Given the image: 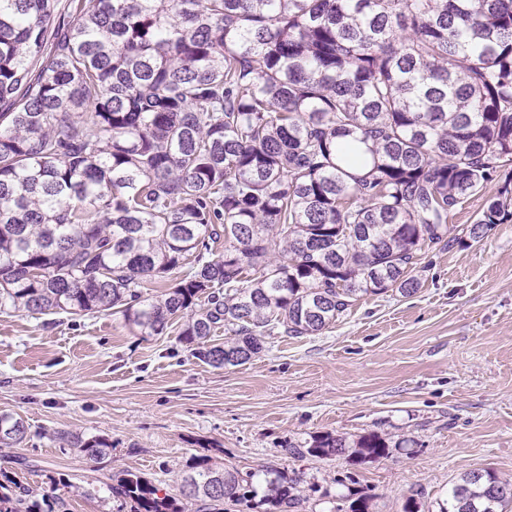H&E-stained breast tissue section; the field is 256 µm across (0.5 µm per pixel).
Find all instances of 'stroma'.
I'll return each instance as SVG.
<instances>
[{
  "label": "stroma",
  "instance_id": "1",
  "mask_svg": "<svg viewBox=\"0 0 512 512\" xmlns=\"http://www.w3.org/2000/svg\"><path fill=\"white\" fill-rule=\"evenodd\" d=\"M418 292L363 297L315 336L274 332L250 362L215 368L179 342L126 326L118 312L33 317L0 312V412L30 439L0 448V470L37 489L83 487L71 512H122L111 474L143 473L171 493L191 455L209 448L240 472H296L327 489L301 512H332L347 495L345 460L289 454L327 432H375L392 451L355 470L371 512H402L417 495L439 512L465 471L512 479V223L478 241L421 255ZM100 436L106 468L61 442Z\"/></svg>",
  "mask_w": 512,
  "mask_h": 512
}]
</instances>
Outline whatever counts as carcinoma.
<instances>
[{"instance_id": "1", "label": "carcinoma", "mask_w": 512, "mask_h": 512, "mask_svg": "<svg viewBox=\"0 0 512 512\" xmlns=\"http://www.w3.org/2000/svg\"><path fill=\"white\" fill-rule=\"evenodd\" d=\"M73 4L65 24L59 0H0V311L179 321L194 357L238 366L267 331L313 336L363 296L415 294L421 251L462 242L449 215L494 181L468 237L512 222V0ZM27 438L0 413V446ZM288 451L360 466L388 446L326 433ZM270 472L260 496L257 474L201 454L177 497L129 470L108 490L130 512L301 507L302 476ZM0 512L68 502L11 479ZM441 512H512V481L467 471Z\"/></svg>"}]
</instances>
